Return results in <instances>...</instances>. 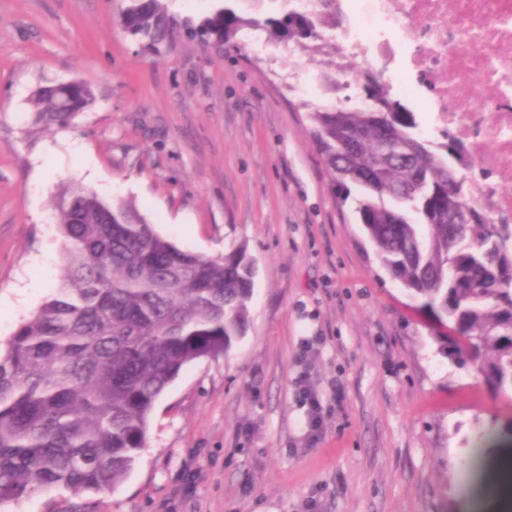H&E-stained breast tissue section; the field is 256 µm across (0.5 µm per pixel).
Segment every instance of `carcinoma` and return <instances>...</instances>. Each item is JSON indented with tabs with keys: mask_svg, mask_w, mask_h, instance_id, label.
Returning a JSON list of instances; mask_svg holds the SVG:
<instances>
[{
	"mask_svg": "<svg viewBox=\"0 0 512 512\" xmlns=\"http://www.w3.org/2000/svg\"><path fill=\"white\" fill-rule=\"evenodd\" d=\"M239 2L222 0L186 35L233 43L261 30L336 52L324 28L336 0L312 10L279 0L280 11L262 18ZM120 25L152 47L179 36L162 0H129ZM361 96L356 108L310 113L332 185L454 355L512 403V226L492 223L466 196L459 141L446 132L421 139L417 113L380 78ZM33 101L35 121L65 128L94 95L81 82L55 84ZM55 223L68 243L65 276L0 353V504L54 486L80 494L120 484L166 388L192 362L226 354L249 317L244 248L216 257L180 248L135 206L108 204L78 183L58 200Z\"/></svg>",
	"mask_w": 512,
	"mask_h": 512,
	"instance_id": "1",
	"label": "carcinoma"
}]
</instances>
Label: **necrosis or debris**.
<instances>
[{
  "mask_svg": "<svg viewBox=\"0 0 512 512\" xmlns=\"http://www.w3.org/2000/svg\"><path fill=\"white\" fill-rule=\"evenodd\" d=\"M325 28L364 65L385 63L396 96L424 102L433 129L467 150V197L512 225V191L490 180L512 171V0H336ZM486 86L495 103L463 111Z\"/></svg>",
  "mask_w": 512,
  "mask_h": 512,
  "instance_id": "obj_1",
  "label": "necrosis or debris"
}]
</instances>
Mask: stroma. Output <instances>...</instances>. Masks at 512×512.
<instances>
[{
	"label": "stroma",
	"instance_id": "35a3bbf8",
	"mask_svg": "<svg viewBox=\"0 0 512 512\" xmlns=\"http://www.w3.org/2000/svg\"><path fill=\"white\" fill-rule=\"evenodd\" d=\"M126 5L0 0V348L61 282L52 213L73 182L134 204L180 247H246L249 321L159 398L123 482L0 512H459L470 448L512 455V404L449 357L332 188L308 109L332 97L299 81L318 63L243 35L231 50L149 47L118 26ZM72 80L94 104L66 128L35 123L34 91ZM311 336L323 342L305 370L325 398L312 442L293 387Z\"/></svg>",
	"mask_w": 512,
	"mask_h": 512
}]
</instances>
